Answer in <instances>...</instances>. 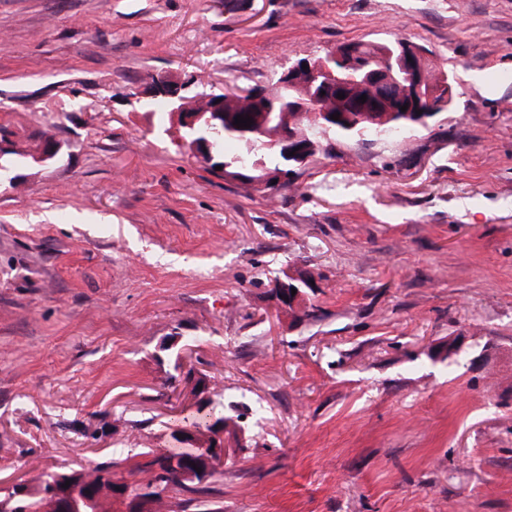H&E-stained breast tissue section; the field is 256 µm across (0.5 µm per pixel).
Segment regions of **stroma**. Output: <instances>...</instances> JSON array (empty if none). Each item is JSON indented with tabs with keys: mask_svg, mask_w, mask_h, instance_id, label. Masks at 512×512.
I'll list each match as a JSON object with an SVG mask.
<instances>
[{
	"mask_svg": "<svg viewBox=\"0 0 512 512\" xmlns=\"http://www.w3.org/2000/svg\"><path fill=\"white\" fill-rule=\"evenodd\" d=\"M397 37L448 111L274 193L138 98ZM0 125V480L167 446L179 365L256 440L224 512H512V0H0ZM308 272L295 323L271 288Z\"/></svg>",
	"mask_w": 512,
	"mask_h": 512,
	"instance_id": "35a3bbf8",
	"label": "stroma"
}]
</instances>
